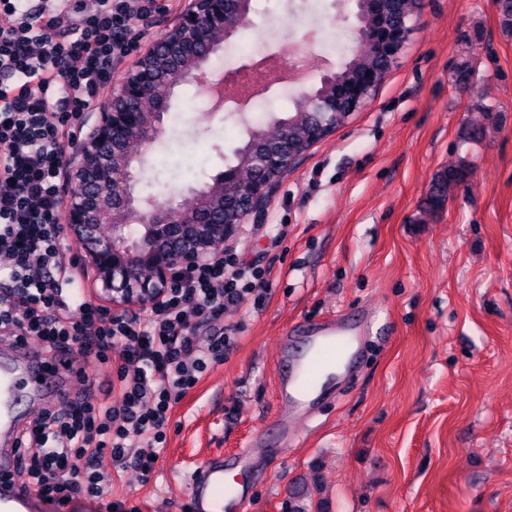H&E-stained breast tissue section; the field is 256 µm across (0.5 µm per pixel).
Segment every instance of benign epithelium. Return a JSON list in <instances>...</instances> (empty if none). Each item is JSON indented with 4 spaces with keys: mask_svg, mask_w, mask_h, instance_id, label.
<instances>
[{
    "mask_svg": "<svg viewBox=\"0 0 512 512\" xmlns=\"http://www.w3.org/2000/svg\"><path fill=\"white\" fill-rule=\"evenodd\" d=\"M250 25L246 0H183L166 39L130 59L92 105L95 122L65 151L60 223L81 244L82 269L94 274L114 311L153 308L179 274L216 260L212 247L233 244L243 225L257 222L297 161L286 142L254 153L263 137L250 132L238 152L261 175L243 178L232 166L163 202L136 194L165 135L175 87L202 82L211 57ZM408 34L404 23L373 39L392 58Z\"/></svg>",
    "mask_w": 512,
    "mask_h": 512,
    "instance_id": "1",
    "label": "benign epithelium"
}]
</instances>
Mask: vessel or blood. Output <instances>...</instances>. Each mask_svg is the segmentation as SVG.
I'll return each instance as SVG.
<instances>
[{
    "instance_id": "1",
    "label": "vessel or blood",
    "mask_w": 512,
    "mask_h": 512,
    "mask_svg": "<svg viewBox=\"0 0 512 512\" xmlns=\"http://www.w3.org/2000/svg\"><path fill=\"white\" fill-rule=\"evenodd\" d=\"M301 346L291 337L280 339V369L276 382L275 418L283 438H294L296 419L306 416L320 394L319 387H303L304 376L313 368H350L357 360L353 348L358 332L337 317L307 325ZM50 369L34 356L28 346L19 345L11 359L0 361V507L5 512H39L37 494L23 488L12 475L15 466V437L22 419L18 404L41 394L52 380ZM262 453L241 449L229 461L243 468L259 469ZM224 457H210L195 467L187 492L190 512H248L250 496L241 485L227 486Z\"/></svg>"
}]
</instances>
